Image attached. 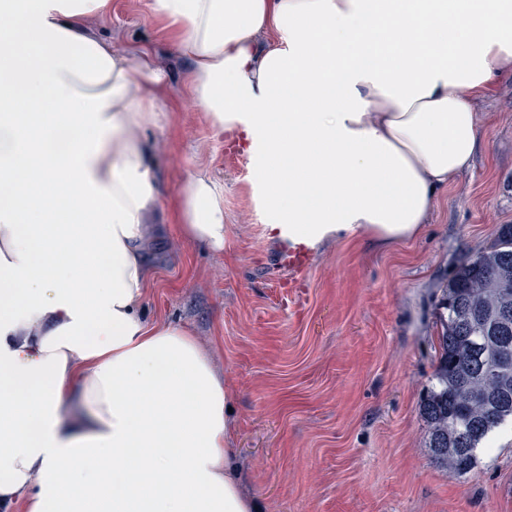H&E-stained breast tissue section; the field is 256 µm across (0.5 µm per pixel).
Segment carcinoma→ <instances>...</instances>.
<instances>
[{
    "label": "carcinoma",
    "instance_id": "cac0c4a2",
    "mask_svg": "<svg viewBox=\"0 0 512 512\" xmlns=\"http://www.w3.org/2000/svg\"><path fill=\"white\" fill-rule=\"evenodd\" d=\"M512 308V225L452 270L439 300L438 361L421 401L426 448L434 462L465 474L487 449L490 435L512 424V324L494 326L496 313Z\"/></svg>",
    "mask_w": 512,
    "mask_h": 512
}]
</instances>
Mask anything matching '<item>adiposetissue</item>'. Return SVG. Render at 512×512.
<instances>
[{"label": "adipose tissue", "mask_w": 512, "mask_h": 512, "mask_svg": "<svg viewBox=\"0 0 512 512\" xmlns=\"http://www.w3.org/2000/svg\"><path fill=\"white\" fill-rule=\"evenodd\" d=\"M112 0H0V504L25 512H259L232 472L227 394L193 331L149 321L158 206L138 137L152 52L90 34ZM191 94L257 153L295 244L417 238L484 141L512 74V0H151ZM183 239L224 248V191L178 196Z\"/></svg>", "instance_id": "ef3b65f1"}]
</instances>
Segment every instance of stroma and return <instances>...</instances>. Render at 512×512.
Masks as SVG:
<instances>
[{
	"label": "stroma",
	"instance_id": "1",
	"mask_svg": "<svg viewBox=\"0 0 512 512\" xmlns=\"http://www.w3.org/2000/svg\"><path fill=\"white\" fill-rule=\"evenodd\" d=\"M151 0H112L90 32L148 48L167 69L161 121L145 130L160 194L143 307L188 325L232 409V466L261 512H512V428L468 473L441 468L419 413L437 363L448 275L512 224V75L479 107L485 147L440 193L416 239H329L298 285L274 270L265 186L252 153L231 159L190 92L191 65ZM207 169L224 188V249L183 240L179 189Z\"/></svg>",
	"mask_w": 512,
	"mask_h": 512
}]
</instances>
